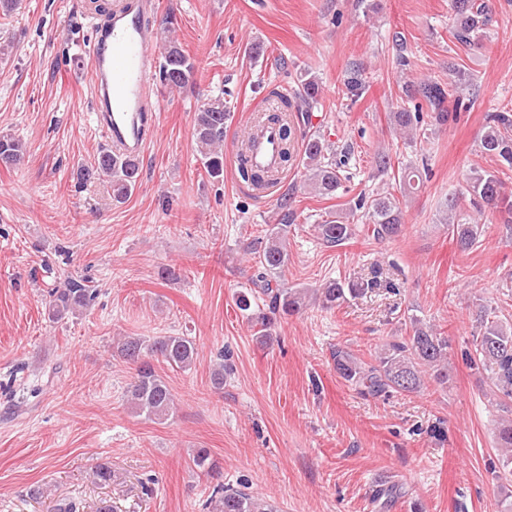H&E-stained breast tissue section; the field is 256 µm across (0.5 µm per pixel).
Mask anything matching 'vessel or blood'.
<instances>
[{"label":"vessel or blood","instance_id":"vessel-or-blood-1","mask_svg":"<svg viewBox=\"0 0 512 512\" xmlns=\"http://www.w3.org/2000/svg\"><path fill=\"white\" fill-rule=\"evenodd\" d=\"M156 7L155 0H119L100 37L87 49V77L100 113L99 127L111 148L128 155L144 152L158 119L159 106L152 99L157 71L154 46L160 40L151 22ZM246 138L253 167L280 170L282 141L277 125H253Z\"/></svg>","mask_w":512,"mask_h":512}]
</instances>
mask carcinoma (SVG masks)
I'll return each mask as SVG.
<instances>
[{
    "mask_svg": "<svg viewBox=\"0 0 512 512\" xmlns=\"http://www.w3.org/2000/svg\"><path fill=\"white\" fill-rule=\"evenodd\" d=\"M454 25L450 30L453 39L466 46H478L486 36L490 23V7L486 0H452ZM159 81L170 90L194 87V61L174 42L164 44L159 65ZM466 72L456 62L448 63V80L425 79L406 85L405 92L411 106L403 107L389 115L391 126L402 131L408 143H417V131L431 118L438 125L457 119L461 108V87ZM319 83L309 79L288 97L275 93L280 100L278 111L267 115L266 120L280 125L284 140L283 161L291 158L292 126L290 112L297 107L295 101L310 104L317 100ZM229 113L224 110V96L206 99L195 111L193 138L196 152L206 174L212 179L224 177V133ZM481 152L498 158L502 167L512 171V113L492 112L480 138ZM245 144L238 149V174L241 180L256 188L273 184L274 175L248 167ZM27 154L25 144L8 134L0 139V162L19 165ZM330 145L319 136L308 139L305 149L304 185L322 196H334L341 180L336 164L330 159ZM139 162L135 157L114 155L102 149L94 162L83 169V180H102L112 191V200L125 201L136 187ZM416 170L401 166L393 176L400 193L415 188ZM464 194L469 196L473 214L458 211V201L449 197L443 207L440 223L448 231L462 252L470 250L479 240L482 225L477 217L497 216L501 223L512 224V195L504 192V182L498 174L473 169L465 179ZM367 224V232L377 240L392 239L402 232L399 198L392 192L380 193L369 199L361 198L349 206L345 213L314 225L317 238L327 246H339L359 232V225L352 223L357 211ZM290 214L283 223L273 224L265 230L260 248L254 251L258 275L255 288L238 293L237 308L247 313L259 327L260 340L269 335L272 316L291 315L308 305L331 309L345 301L347 296H362L369 287L377 284H343L329 281L314 289L285 288L282 276L288 267V250L285 234ZM267 298L268 310L253 309L256 294ZM95 290L81 281L71 280L64 288L53 290L48 303V315L54 320L74 316L89 306ZM478 332L473 338V353L468 355L470 365L489 373L493 401L512 402V324L499 321L496 309L481 304L476 312ZM410 333L405 337L385 343L374 359L365 362L351 352L338 348L334 353L337 373L364 397H388L393 393H418L430 378L440 385L448 384V337L440 330L424 323L416 316L409 317ZM117 353L126 362L136 366V375L127 390V402L133 412L148 419H161L173 412V394L165 380L157 374L151 360L162 361L172 368L188 369L196 361L197 349L187 336H155L145 339L126 336L117 342ZM231 352L219 354L212 373V385L224 388V377L232 369ZM497 447L501 448L503 476L512 477V418L501 420L496 434ZM209 506L212 512H276L274 506L249 492L248 481L238 486L217 485L213 488Z\"/></svg>",
    "mask_w": 512,
    "mask_h": 512,
    "instance_id": "cac0c4a2",
    "label": "carcinoma"
}]
</instances>
